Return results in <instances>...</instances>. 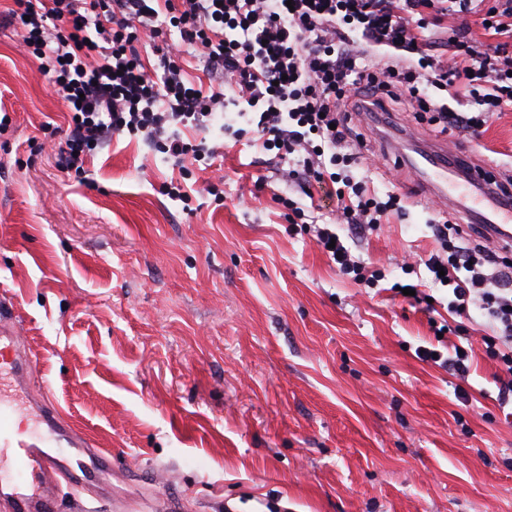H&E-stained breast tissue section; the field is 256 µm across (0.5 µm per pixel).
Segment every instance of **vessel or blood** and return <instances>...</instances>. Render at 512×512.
Returning a JSON list of instances; mask_svg holds the SVG:
<instances>
[{
    "instance_id": "obj_1",
    "label": "vessel or blood",
    "mask_w": 512,
    "mask_h": 512,
    "mask_svg": "<svg viewBox=\"0 0 512 512\" xmlns=\"http://www.w3.org/2000/svg\"><path fill=\"white\" fill-rule=\"evenodd\" d=\"M443 151L442 144L430 143L417 156H402L401 163L413 170L424 195L442 198L456 211L475 216L484 204H491L494 220L483 225L485 236L500 244L512 241V205L495 202L500 181L493 167L473 165L461 183L441 161ZM0 352L10 357L12 388L25 394L29 411L42 426L41 432L19 437L12 411L0 405V502L9 512H57V493L71 468L56 456V449L74 448L93 459V467L83 475L88 488L108 470V452L70 425L55 400L33 389L32 361L11 324L0 325Z\"/></svg>"
}]
</instances>
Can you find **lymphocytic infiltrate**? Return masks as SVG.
I'll return each instance as SVG.
<instances>
[{
  "label": "lymphocytic infiltrate",
  "instance_id": "lymphocytic-infiltrate-1",
  "mask_svg": "<svg viewBox=\"0 0 512 512\" xmlns=\"http://www.w3.org/2000/svg\"><path fill=\"white\" fill-rule=\"evenodd\" d=\"M0 12L64 104L58 162L78 173L88 155L123 134L182 168L213 157L206 142H184L177 132L206 128L224 105L223 93L185 82L187 45L222 69L254 111L263 150L281 160L304 152L285 178L307 196L313 186L332 187L347 224H377L401 209L400 196L378 201L350 176L358 159L346 150L357 138L354 116L406 106L429 113L439 132L476 133L493 114L512 111V0H11ZM471 14L499 36L492 52L469 39ZM451 16L458 28L437 49L425 31ZM171 27L179 42L168 41ZM146 34L160 57L155 77L137 48ZM429 226L440 250L426 266L434 283L451 287V311L466 313L480 299L499 324L484 344L512 343V295L499 288L503 257L479 243H449L447 222ZM315 233L343 274L377 282L335 231Z\"/></svg>",
  "mask_w": 512,
  "mask_h": 512
}]
</instances>
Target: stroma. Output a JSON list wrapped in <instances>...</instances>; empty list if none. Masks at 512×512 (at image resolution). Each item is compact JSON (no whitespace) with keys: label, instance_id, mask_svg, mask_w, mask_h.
Segmentation results:
<instances>
[{"label":"stroma","instance_id":"35a3bbf8","mask_svg":"<svg viewBox=\"0 0 512 512\" xmlns=\"http://www.w3.org/2000/svg\"><path fill=\"white\" fill-rule=\"evenodd\" d=\"M226 119L181 129L214 147L181 180L142 139L121 135L62 171L44 122L65 127L60 99L0 19V315L16 321L36 381L71 421L112 454V475L84 495L91 512H512V401L486 348L480 305L449 312L450 288L424 265L439 244L437 209L476 240L441 200L408 194L396 168L438 134L410 111L356 125L374 166L351 174L402 212L358 237L328 190L306 197L282 162L256 144L231 87ZM225 119V120H226ZM449 164L487 162L512 173V112L477 135L448 137ZM217 194L205 188L216 176ZM185 182L190 204L166 188ZM312 209L354 258L380 271L355 284L291 224L279 198ZM412 260L406 272L404 260ZM422 284L421 299L396 294ZM450 333L437 336V326ZM469 352L468 376L422 361L421 347Z\"/></svg>","mask_w":512,"mask_h":512}]
</instances>
